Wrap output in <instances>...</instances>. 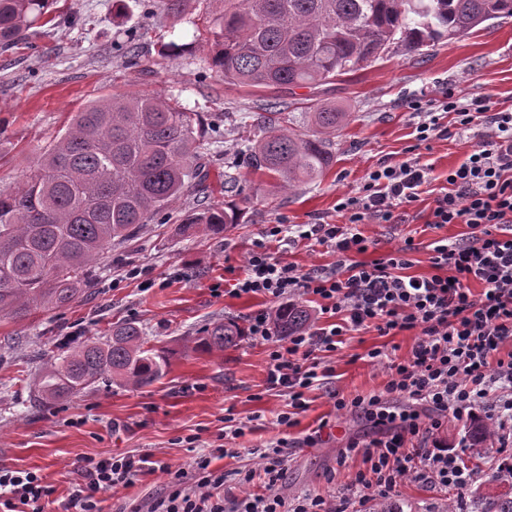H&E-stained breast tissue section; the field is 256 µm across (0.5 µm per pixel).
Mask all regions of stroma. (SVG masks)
I'll list each match as a JSON object with an SVG mask.
<instances>
[{"label": "stroma", "mask_w": 512, "mask_h": 512, "mask_svg": "<svg viewBox=\"0 0 512 512\" xmlns=\"http://www.w3.org/2000/svg\"><path fill=\"white\" fill-rule=\"evenodd\" d=\"M64 22L32 27L12 51L0 53V188L12 190L43 149L62 132L71 115L112 95H152L178 99L206 118L207 145L221 170L238 176L244 193L230 191L183 198L167 222L152 221L131 242L113 246L99 262L100 293L88 301L23 318L0 317V465L36 470L54 487L50 512H65L76 468L87 459L151 455L189 467L198 454L229 444L233 457L213 459L215 470L249 469L260 464L255 446L288 441L283 485L289 497L318 493L346 495L366 465L362 454L341 456L351 442L384 435L359 412L336 413L323 390L308 394V408L294 426H277L288 408L284 393L267 385L268 347L241 339L222 355L195 347L218 318L245 323L263 308V298L221 295L228 269H242L252 243L269 224H312L336 218L339 196L357 192L365 174L380 162L401 160L413 145L418 121L411 104L447 91L490 98L495 109H512V17L492 19L470 34L416 51L394 49L382 60L341 80L313 88L272 93L241 88L224 80L201 45L205 12L194 23L168 27L162 0H141L132 13L117 15L113 0H58ZM191 44L178 58L162 55L169 41ZM277 99L285 118L300 119L314 104L332 103L348 115L333 141L334 161L322 180L292 192L253 172L248 165L245 124L256 121L268 99ZM424 163L437 176L460 164L467 146L458 138L419 145ZM434 195L427 192L408 209L404 224H371L369 262L414 238L420 248L413 274L431 271L429 242L465 232L462 224L430 226ZM235 204L240 224L219 237L185 234V213L212 204ZM137 278H127L130 269ZM142 328L149 346L165 350L170 366L144 388L97 383L87 393L57 403L37 401L45 354H58L67 338L104 336L113 323ZM412 333L381 336L375 330L347 337L341 350L323 358L328 385L344 397L381 391L388 381L368 353L395 348L407 356ZM246 423L245 436L224 441V415ZM166 478L143 468L131 486L111 495L105 512L144 504L160 494ZM444 488L403 481L389 495L405 512H440Z\"/></svg>", "instance_id": "obj_1"}]
</instances>
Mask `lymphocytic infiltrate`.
Instances as JSON below:
<instances>
[{
  "instance_id": "f902f5d3",
  "label": "lymphocytic infiltrate",
  "mask_w": 512,
  "mask_h": 512,
  "mask_svg": "<svg viewBox=\"0 0 512 512\" xmlns=\"http://www.w3.org/2000/svg\"><path fill=\"white\" fill-rule=\"evenodd\" d=\"M421 119L415 139L423 143L456 133L470 144L466 157L450 168L434 199L430 224L440 228L463 224L459 239L440 238L430 244L431 274L414 275L410 258L413 238L386 256L360 261L371 241L362 227L402 224L407 209L417 202L433 180L432 167L417 153L395 163L381 162L369 171L358 192L342 195L336 203L337 223L271 224L255 241L247 262L236 277L232 295H258L267 305L247 319L251 341L270 345L267 384L288 394L289 409L276 419L291 427L295 412L305 410L306 391L322 386L319 353L337 351L345 336L375 329L382 336L413 333L415 343L407 358L395 360L381 349L369 353L387 369L390 379L381 392L346 399L329 391L336 410L360 411L377 423H397V431L365 445L368 471L358 472L354 492L387 496L399 481L411 478L457 491L466 490L475 472L459 452L443 447L411 448L408 436L420 433L417 407L432 411L429 431L441 428L446 417L474 418L488 408L499 428L512 425V401L488 405L493 386L512 389V358L498 352L512 344V111H492L490 101L476 97L463 102L448 93L432 104L415 101ZM302 241L335 253L329 271L304 272L275 258L271 245L292 246ZM480 292H473V285ZM314 298L323 319L313 331L289 337L279 345L269 307L294 296ZM408 402L407 410H389L390 399ZM288 442L280 438L257 454L261 470L237 471L239 484L260 483V492L237 498L234 512H349L351 499L330 500L320 494L288 498L282 491ZM139 458L107 456L89 460L78 469L81 477L71 495L75 512H102L111 493L129 487L140 468ZM166 475L164 492L133 512H225L223 472L212 469L211 457L197 455L190 468L160 464ZM53 490L33 470L0 466V501L7 512L26 508L46 512Z\"/></svg>"
}]
</instances>
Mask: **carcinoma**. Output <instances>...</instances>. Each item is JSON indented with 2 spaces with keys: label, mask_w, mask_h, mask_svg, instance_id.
I'll list each match as a JSON object with an SVG mask.
<instances>
[{
  "label": "carcinoma",
  "mask_w": 512,
  "mask_h": 512,
  "mask_svg": "<svg viewBox=\"0 0 512 512\" xmlns=\"http://www.w3.org/2000/svg\"><path fill=\"white\" fill-rule=\"evenodd\" d=\"M57 0H0V51L17 47L49 17ZM211 7L206 40L212 65L243 88L277 90L334 81L375 62L392 46L409 50L470 33L512 0H164L176 26L196 4ZM347 118L334 105L311 108L302 133L273 118L255 126L251 166L291 190L316 181L333 162L331 139ZM204 118L178 100L148 95L99 99L70 119L35 168L12 192L0 191V316L54 310L92 294V272L112 243L134 240L144 224L184 196L203 194L215 160L204 146ZM234 207L192 212L185 230L220 236L239 223ZM306 306L274 310L278 336L309 325ZM243 330L234 321L209 325L196 348L221 354ZM163 351L145 348L140 328L112 326L106 339L88 337L46 359L39 380L47 403L102 381L147 387L166 372ZM491 426L473 422L470 448L490 457Z\"/></svg>",
  "instance_id": "obj_1"
}]
</instances>
